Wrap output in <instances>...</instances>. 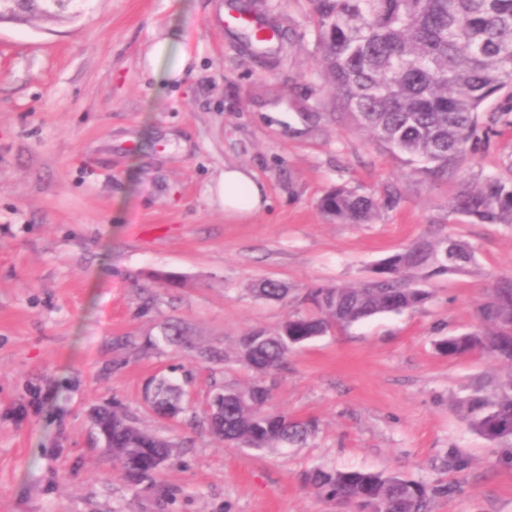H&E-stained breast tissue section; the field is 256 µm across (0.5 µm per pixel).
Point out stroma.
I'll use <instances>...</instances> for the list:
<instances>
[{
  "instance_id": "1",
  "label": "stroma",
  "mask_w": 512,
  "mask_h": 512,
  "mask_svg": "<svg viewBox=\"0 0 512 512\" xmlns=\"http://www.w3.org/2000/svg\"><path fill=\"white\" fill-rule=\"evenodd\" d=\"M281 35L252 53L224 18L243 0H83L61 21H0V512H354L303 481L316 469L397 473L448 486L430 512H512V467L455 410L498 365L435 343L470 331L477 304L512 276V226L451 212L463 180L512 177V126L431 182L351 121L321 72L309 0H250ZM175 30L194 61L159 88L148 47ZM250 169L267 210L226 217L225 167ZM402 201L367 224L323 216L332 186ZM454 236L465 271L416 274L422 306L331 331L265 377L270 406L316 420L300 446L254 449L209 431L205 403L254 373L241 336L308 311L311 289L365 284L412 243ZM285 284L280 301L253 293ZM186 345L161 341L165 325ZM160 376L187 411L157 417ZM110 404L173 445L153 480L130 483L97 441ZM458 449L470 464L449 469Z\"/></svg>"
}]
</instances>
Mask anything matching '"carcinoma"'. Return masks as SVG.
<instances>
[{"label": "carcinoma", "mask_w": 512, "mask_h": 512, "mask_svg": "<svg viewBox=\"0 0 512 512\" xmlns=\"http://www.w3.org/2000/svg\"><path fill=\"white\" fill-rule=\"evenodd\" d=\"M79 0H26L3 16L27 21L58 18ZM324 48L321 69L356 127L404 156L414 171L443 179L456 170L473 145L500 123L504 112L480 114L498 92L512 88V0H310ZM400 189L386 187L376 198L344 185L320 200L321 213L346 224H366L382 208L401 201ZM453 212L480 224L512 225V179L487 176L468 182L451 202ZM471 246L454 237L425 240L384 260L377 277L363 286L316 288L310 313L288 316L278 332L255 328L241 336L239 354L259 375L281 368L308 342L374 315L414 309L430 299L409 273H451L473 262ZM258 296L282 300L288 288L264 280ZM453 358L474 353L498 362L502 372L467 387L458 411L470 431L499 446L497 463L512 467V278L498 281L476 307V324L437 343ZM153 410L164 418L184 411L183 389L170 379H153ZM270 391L260 380L246 389L224 387L210 398L222 418L212 432L246 448H273L303 442L314 423L271 409ZM92 424L107 448L141 483L158 471L156 458L169 459L171 443L135 426L102 405ZM305 483L328 500L357 512H426L439 487L397 474L359 470L309 471Z\"/></svg>", "instance_id": "1"}]
</instances>
